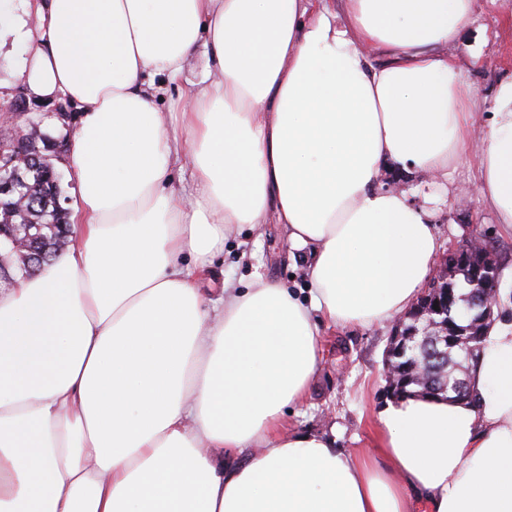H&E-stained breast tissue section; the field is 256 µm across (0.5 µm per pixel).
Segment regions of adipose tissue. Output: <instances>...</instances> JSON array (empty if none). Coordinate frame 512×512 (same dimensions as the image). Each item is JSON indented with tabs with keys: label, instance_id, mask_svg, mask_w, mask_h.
I'll return each mask as SVG.
<instances>
[{
	"label": "adipose tissue",
	"instance_id": "adipose-tissue-1",
	"mask_svg": "<svg viewBox=\"0 0 512 512\" xmlns=\"http://www.w3.org/2000/svg\"><path fill=\"white\" fill-rule=\"evenodd\" d=\"M473 22L474 0H0L29 98L79 110L69 244L0 291V512H512L508 289L478 404H387L372 454L288 425L321 330L401 316L435 267L427 210L383 173L447 187L489 113L478 192L512 232V71L465 92ZM271 216L306 298L261 276L205 297L226 237Z\"/></svg>",
	"mask_w": 512,
	"mask_h": 512
}]
</instances>
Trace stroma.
<instances>
[{
  "label": "stroma",
  "instance_id": "35a3bbf8",
  "mask_svg": "<svg viewBox=\"0 0 512 512\" xmlns=\"http://www.w3.org/2000/svg\"><path fill=\"white\" fill-rule=\"evenodd\" d=\"M459 53H471L476 63L465 73L464 87L476 99L489 96L497 78L512 70V0H475V22L464 33ZM484 147L483 129L475 127L468 153L448 170L447 200L426 179L414 181L413 200L427 204L444 249L476 235L497 253L500 287L512 286V236L500 231L493 213L479 192L477 156ZM304 253L290 250L283 225L267 222L258 228L242 227L224 242L212 265L210 287L231 279L247 287L255 275L295 291L303 290ZM392 323L356 329L322 330L319 368L310 384L306 403L292 422L301 429L335 431L348 451L373 448L377 415L388 395L384 359Z\"/></svg>",
  "mask_w": 512,
  "mask_h": 512
}]
</instances>
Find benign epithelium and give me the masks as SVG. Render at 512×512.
<instances>
[{
  "instance_id": "7a95c632",
  "label": "benign epithelium",
  "mask_w": 512,
  "mask_h": 512,
  "mask_svg": "<svg viewBox=\"0 0 512 512\" xmlns=\"http://www.w3.org/2000/svg\"><path fill=\"white\" fill-rule=\"evenodd\" d=\"M56 119L61 123L64 134L54 141L47 139L41 133V126L45 119H27L28 132L15 127L16 119L13 109H0V199L5 200L8 206L21 213L25 211L27 196L32 194V189L19 175L20 167L31 158H42L51 161L49 143L61 145L72 134L70 119L67 114L60 112ZM40 227L36 224H5L0 222V252L5 250L24 259V266L13 268L0 260V283L15 285L20 277H28L33 271V266L39 255L33 253V246L39 238ZM481 249V240L477 237L467 236L461 240L450 252L451 264H442L437 272L439 281H446L448 270L470 269L474 279L483 282L499 279L498 266H485L476 264L472 255ZM470 307L480 309V313L491 317L493 308L497 304L496 290L484 288L474 291L469 295ZM416 318L425 324L423 332H428L434 325L439 324L444 328V335L436 338L438 342L456 344L460 340V329L451 319L444 317V304H442L437 292L426 288L422 291L413 304ZM416 330L406 325V317H400L395 323L394 334L390 338L388 350L395 352L401 350L407 341L413 338Z\"/></svg>"
}]
</instances>
